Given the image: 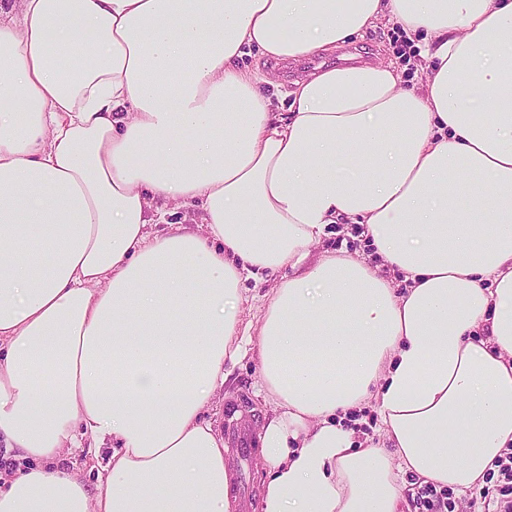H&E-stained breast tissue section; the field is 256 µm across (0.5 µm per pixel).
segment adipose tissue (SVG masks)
<instances>
[{"label":"adipose tissue","instance_id":"obj_1","mask_svg":"<svg viewBox=\"0 0 512 512\" xmlns=\"http://www.w3.org/2000/svg\"><path fill=\"white\" fill-rule=\"evenodd\" d=\"M385 20L428 38L421 88L331 67L282 114L239 64ZM341 218L390 276L312 256ZM246 357L259 512H399L405 475L512 451V0H0V445L34 462L0 512H233L205 414ZM369 402L387 446L343 426ZM82 437L92 489L58 466ZM275 283L265 279L250 278L245 280L242 286V301L240 304L243 322L252 321L256 324L263 315L266 296ZM83 448H73L58 461L62 468L75 469L80 472L89 488H94L98 473H104L111 455V448H102L95 454L87 448V442L83 441ZM74 466V467H73Z\"/></svg>","mask_w":512,"mask_h":512}]
</instances>
